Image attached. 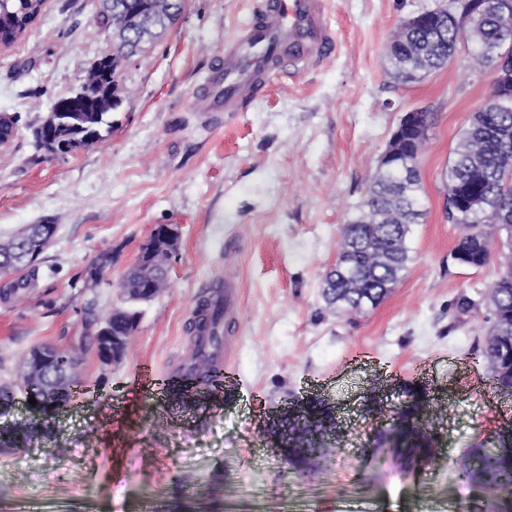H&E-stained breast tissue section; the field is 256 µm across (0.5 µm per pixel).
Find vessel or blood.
I'll return each instance as SVG.
<instances>
[{"mask_svg": "<svg viewBox=\"0 0 512 512\" xmlns=\"http://www.w3.org/2000/svg\"><path fill=\"white\" fill-rule=\"evenodd\" d=\"M337 48L328 22V0H254L249 20L226 44L223 59L205 79L198 107L233 118L265 95L272 73L306 72L326 62ZM237 295L238 283L230 276L204 294L205 300L224 308L219 362L226 367L239 346Z\"/></svg>", "mask_w": 512, "mask_h": 512, "instance_id": "1", "label": "vessel or blood"}]
</instances>
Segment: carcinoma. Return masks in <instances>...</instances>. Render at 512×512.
Returning <instances> with one entry per match:
<instances>
[{
    "label": "carcinoma",
    "instance_id": "carcinoma-1",
    "mask_svg": "<svg viewBox=\"0 0 512 512\" xmlns=\"http://www.w3.org/2000/svg\"><path fill=\"white\" fill-rule=\"evenodd\" d=\"M44 3L45 0H0V47L9 48L25 37L40 20ZM117 4H127L129 8L123 14L106 9L96 18L99 30L112 31L113 51L102 56V60L108 61L109 100L99 112L80 111L65 116L61 136L67 141L80 139L90 130L98 132L97 142L106 140L112 132L110 114L126 98L123 72L130 60L125 49L132 28L138 29L137 54L150 51L184 12L186 0H112V5ZM462 43L470 46L469 56L476 65L488 69L502 53L512 52V29L503 31L490 11L468 25L450 27L446 23L430 22L415 29L398 28L388 45L389 76L402 83L421 80L447 65ZM432 120L430 112L414 113L409 126L401 129L398 155L379 167L364 200L342 225L337 263L325 274L324 281L336 289V297L343 302V311L347 313L363 312L359 299L349 290L350 279H360L362 287L374 293L375 300L380 302L385 298L380 293L383 285H396L411 260L408 246L411 225L420 223L425 216L416 164L426 141L420 129L431 126ZM448 189L458 192L469 203L478 201L485 206L512 201V106L495 112L473 113L448 166ZM447 215L450 221L463 227L454 253L471 267L484 266L491 246L481 243L484 228L480 224V211L469 205L458 210L450 206ZM504 267L484 297L489 328L482 355L498 389L512 390V322H508L505 342L495 336L494 327L498 318L512 311V261ZM0 274L11 277L0 288V300L22 299L36 285L38 262L34 259L16 267L0 259ZM129 311V302L123 294L120 304L109 313L112 335L120 338L124 349L136 331L130 325ZM217 343L215 335L198 337L188 360L191 376H209L214 367L210 348ZM40 397L43 413L48 414L70 400L71 389L43 391ZM313 407L317 409L315 419L296 423L285 420L281 437L300 443L311 428L330 420L321 404L315 403ZM402 422L404 431L394 438L393 453L405 464L412 465L419 462L426 444L412 440L415 421L411 412L404 413ZM509 444L512 445V438H499L489 447L480 443L459 459L457 469L466 473L470 484L502 488L512 480V458L498 456L492 449Z\"/></svg>",
    "mask_w": 512,
    "mask_h": 512
}]
</instances>
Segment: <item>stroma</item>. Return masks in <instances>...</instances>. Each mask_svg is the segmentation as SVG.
<instances>
[{"label": "stroma", "mask_w": 512, "mask_h": 512, "mask_svg": "<svg viewBox=\"0 0 512 512\" xmlns=\"http://www.w3.org/2000/svg\"><path fill=\"white\" fill-rule=\"evenodd\" d=\"M441 2L331 0L335 56L274 76L263 98L215 125L194 103L251 0H187L167 35L127 63L128 96L107 139L70 153L34 150L32 130L111 52V35L94 24L97 0H46L29 34L0 49V113L20 118L0 148V236L57 227L36 288L0 301V383L17 381L37 345L82 359L73 398L24 446L11 439L33 418L25 397L0 410V503L124 512L123 492L135 487L143 495L133 512H185L195 489L224 512L227 487L240 484L265 503L305 488L315 512H441L434 490L456 483L447 458L512 431V392L495 388L478 355L488 328L481 302L504 271L503 246L493 243L482 268L460 265L452 251L462 228L443 209L448 162L491 78L467 68L463 45L421 81L387 74L399 19ZM416 106L434 120L418 159L425 216L411 227L408 269L377 307L330 311L321 281L341 226ZM156 224L182 231L171 286L143 305L125 358L102 364L90 338L119 290L84 287L82 274L108 256L120 276ZM227 275L240 283L234 373L219 392L179 386L197 295ZM463 295L478 309L459 314ZM144 364L168 381L164 395L139 381ZM415 392L427 399L436 458L419 470L380 467L378 440ZM308 400L332 418L323 451L285 457L277 424Z\"/></svg>", "instance_id": "35a3bbf8"}]
</instances>
